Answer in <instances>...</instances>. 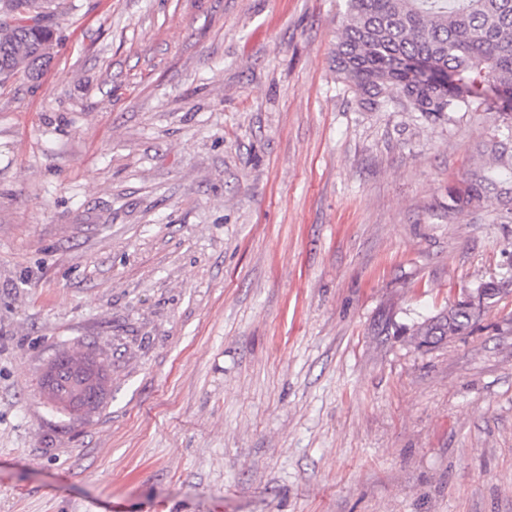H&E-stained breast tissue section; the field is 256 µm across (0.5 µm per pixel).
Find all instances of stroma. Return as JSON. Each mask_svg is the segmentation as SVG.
<instances>
[{"mask_svg": "<svg viewBox=\"0 0 512 512\" xmlns=\"http://www.w3.org/2000/svg\"><path fill=\"white\" fill-rule=\"evenodd\" d=\"M65 7L0 82V512H512V196L448 198L512 154L493 101L360 110L344 0ZM79 342L86 419L39 387ZM479 288L486 289L484 292L478 291L476 292V295H469L467 293H464L462 298V301L460 299L455 300L450 306L457 307L459 304H463L467 306L470 309H484L486 307V299L488 300H495L499 296V291H494V289H497L494 284L492 283H484L481 284ZM477 288L476 291L479 289ZM494 306H488L486 310L477 314L472 313L469 309H457L449 322L448 310L441 312L420 323L412 336H415L419 346H424L463 335L474 327L483 312ZM79 346L82 349L80 366L72 364V346L55 354L43 369L48 386L42 374L41 394L52 401V407L48 409L53 413L71 415L82 407H87L86 413H90L98 410L106 397L108 376L104 363L95 353L84 351V347ZM47 387H50L48 391Z\"/></svg>", "mask_w": 512, "mask_h": 512, "instance_id": "35a3bbf8", "label": "stroma"}]
</instances>
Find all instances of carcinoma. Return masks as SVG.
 <instances>
[{
  "instance_id": "1",
  "label": "carcinoma",
  "mask_w": 512,
  "mask_h": 512,
  "mask_svg": "<svg viewBox=\"0 0 512 512\" xmlns=\"http://www.w3.org/2000/svg\"><path fill=\"white\" fill-rule=\"evenodd\" d=\"M333 54L336 77L360 108L419 112L425 117L469 112L487 92L499 111L512 115V0H345ZM51 0H0V76L36 78L47 60L34 56L57 42L46 21ZM512 192V165L478 171L463 188L449 191L463 209L490 190ZM480 318L468 309L441 312L414 330L418 345H431L471 330ZM40 379L50 411L93 412L104 402L108 376L95 353L55 354Z\"/></svg>"
}]
</instances>
